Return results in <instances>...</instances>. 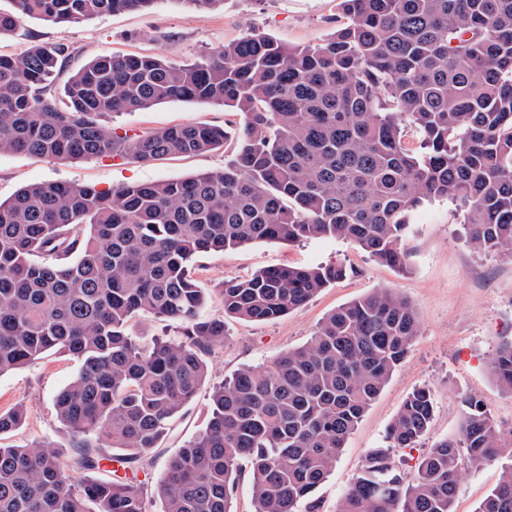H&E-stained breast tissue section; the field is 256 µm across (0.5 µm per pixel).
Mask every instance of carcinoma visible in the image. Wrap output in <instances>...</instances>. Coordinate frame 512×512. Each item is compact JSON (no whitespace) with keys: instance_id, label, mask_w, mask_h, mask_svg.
<instances>
[{"instance_id":"carcinoma-1","label":"carcinoma","mask_w":512,"mask_h":512,"mask_svg":"<svg viewBox=\"0 0 512 512\" xmlns=\"http://www.w3.org/2000/svg\"><path fill=\"white\" fill-rule=\"evenodd\" d=\"M158 0H11L20 19L76 24ZM349 22L323 43L287 47L248 31L193 64L101 55L64 85L67 46L0 54V155L126 156L149 163L224 145L223 126L173 125L129 136L104 118L171 101L219 103L244 118L224 169L112 190L35 183L0 202V376L50 351L79 362L56 396L68 454L40 440L0 445V512H148L139 485L101 472L145 471L172 422L210 375L224 317L276 320L346 275L337 265L277 266L224 282V315L189 272L201 253L313 237L349 240L405 267L409 216L460 202L478 251L512 257V0H343ZM413 126L421 151L406 147ZM177 319L181 338L134 336L135 317ZM419 331L413 306L373 291L330 313L305 345L244 367L213 388L201 434L169 460L159 512H233L242 462L254 512H321L317 496L344 445ZM491 371L512 391V340ZM459 437L434 443L407 474L434 416L416 388L367 452L337 512H454L461 451L504 461L476 512H512V431L464 400ZM23 406L0 412V437ZM83 474L70 483L69 472Z\"/></svg>"}]
</instances>
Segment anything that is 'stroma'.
Returning <instances> with one entry per match:
<instances>
[{"label":"stroma","mask_w":512,"mask_h":512,"mask_svg":"<svg viewBox=\"0 0 512 512\" xmlns=\"http://www.w3.org/2000/svg\"><path fill=\"white\" fill-rule=\"evenodd\" d=\"M347 15L342 0H224L222 7L200 13L159 0L148 10L106 14L78 24H53L23 18L14 31L0 36V53L15 54L31 45H65L77 69L101 55H164L177 64H190L249 30L290 46L315 45L343 27ZM242 116L216 103L174 101L150 109L107 117L118 132L142 134L180 123L220 125L236 131ZM230 147L195 155H179L142 164L130 159L56 160L25 154L0 155V199L37 182L59 181L100 190L118 186L181 179L223 169ZM404 240L406 268L380 263L347 240L312 238L295 244L254 243L197 258L194 277L209 291V310L223 317L226 336L206 357L210 382L203 385L184 414L154 452L143 486L153 494L169 458L201 433L210 417L214 383L231 379L245 366H265L297 348L313 335L322 319L336 308L378 289L406 298L419 318V332L404 362L371 404L349 437L336 466L318 494L322 512H337L366 453L380 447L405 398L428 386L436 410L424 447L456 435L462 423V401L480 400L501 426L512 425V392L501 388L489 363L502 341L512 339V258L474 250L468 241L455 202L437 198L410 216ZM339 264L345 278L325 288L305 306L269 322H248L225 316L220 290L225 280L246 278L273 265ZM71 356L50 352L30 367L0 376V411L16 405L27 409L25 426L14 440L34 439L63 446L67 435L53 401L77 374ZM501 468L492 461L475 467L464 464L458 483L455 512H476L497 484Z\"/></svg>","instance_id":"1"}]
</instances>
